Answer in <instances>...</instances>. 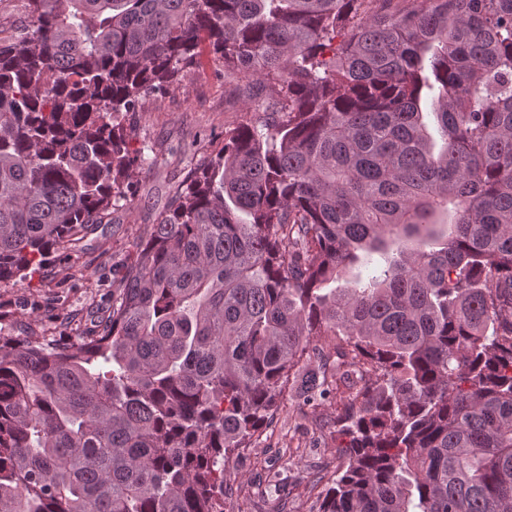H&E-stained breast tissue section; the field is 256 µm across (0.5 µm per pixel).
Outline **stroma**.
Listing matches in <instances>:
<instances>
[{
  "mask_svg": "<svg viewBox=\"0 0 512 512\" xmlns=\"http://www.w3.org/2000/svg\"><path fill=\"white\" fill-rule=\"evenodd\" d=\"M233 84L222 60L207 56L180 85L146 103L129 138L144 160L132 196L68 257L52 256L31 279L0 282L7 333L33 332L62 345L91 314L110 309L134 237L156 223L196 164L216 153L225 128L246 120ZM341 406L338 392L304 411L283 399L252 446L226 463L225 512H317L340 462Z\"/></svg>",
  "mask_w": 512,
  "mask_h": 512,
  "instance_id": "1",
  "label": "stroma"
}]
</instances>
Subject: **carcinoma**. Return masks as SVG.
<instances>
[{
    "label": "carcinoma",
    "mask_w": 512,
    "mask_h": 512,
    "mask_svg": "<svg viewBox=\"0 0 512 512\" xmlns=\"http://www.w3.org/2000/svg\"><path fill=\"white\" fill-rule=\"evenodd\" d=\"M0 41V282L126 199V121L208 52L262 104L133 242L97 329L0 336V512H224L328 392L318 512H512V0H26ZM360 262L368 282L329 287Z\"/></svg>",
    "instance_id": "cac0c4a2"
}]
</instances>
